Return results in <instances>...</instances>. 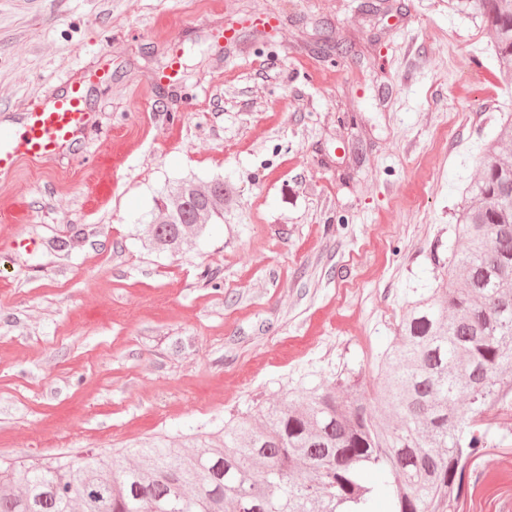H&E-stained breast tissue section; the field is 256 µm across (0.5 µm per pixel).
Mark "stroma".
I'll return each mask as SVG.
<instances>
[{
	"label": "stroma",
	"mask_w": 512,
	"mask_h": 512,
	"mask_svg": "<svg viewBox=\"0 0 512 512\" xmlns=\"http://www.w3.org/2000/svg\"><path fill=\"white\" fill-rule=\"evenodd\" d=\"M490 39L448 0H0V122L108 73L93 130L0 181V463L191 446L347 370L375 398L512 113ZM173 57L179 86L155 83ZM191 175L223 177V223L143 250ZM486 427L457 512L512 502V417Z\"/></svg>",
	"instance_id": "obj_1"
}]
</instances>
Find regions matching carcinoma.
Wrapping results in <instances>:
<instances>
[{"label": "carcinoma", "mask_w": 512, "mask_h": 512, "mask_svg": "<svg viewBox=\"0 0 512 512\" xmlns=\"http://www.w3.org/2000/svg\"><path fill=\"white\" fill-rule=\"evenodd\" d=\"M490 32L512 73V0H448ZM512 113L455 218L446 282L409 302L378 365L380 396L352 373L269 403L199 440L114 457L0 469V512H448L488 447L484 421L512 397ZM224 179L164 186L142 245L176 254L224 222Z\"/></svg>", "instance_id": "cac0c4a2"}]
</instances>
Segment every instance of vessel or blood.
<instances>
[{
	"instance_id": "obj_1",
	"label": "vessel or blood",
	"mask_w": 512,
	"mask_h": 512,
	"mask_svg": "<svg viewBox=\"0 0 512 512\" xmlns=\"http://www.w3.org/2000/svg\"><path fill=\"white\" fill-rule=\"evenodd\" d=\"M88 93L85 86L51 93L44 104L25 113L20 130L0 131V177L13 175L22 164L57 158L75 136L90 128Z\"/></svg>"
}]
</instances>
